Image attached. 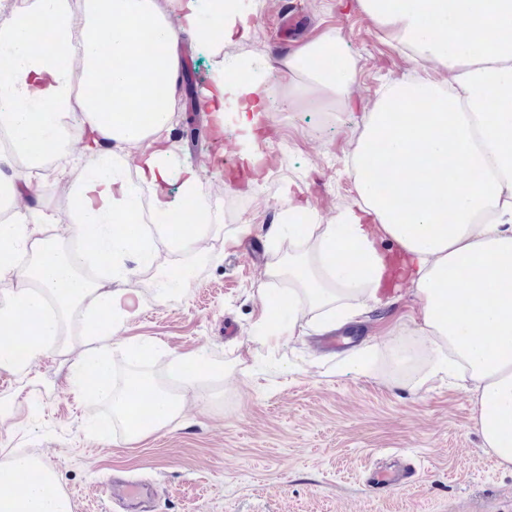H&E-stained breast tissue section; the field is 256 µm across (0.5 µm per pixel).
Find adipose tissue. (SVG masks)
<instances>
[{
	"mask_svg": "<svg viewBox=\"0 0 512 512\" xmlns=\"http://www.w3.org/2000/svg\"><path fill=\"white\" fill-rule=\"evenodd\" d=\"M12 0L0 21V193L34 201L0 221V371L21 372L47 352L83 349L69 380L85 396L106 400L127 442L166 427L183 408V393L224 377L200 351L171 356L166 381L136 374L123 390L112 379V340L142 304L131 282L151 272L157 301L186 288L219 230L209 212L170 201L200 194L189 166L174 167L168 144L181 85L178 26L202 48L213 75L214 116L224 97L243 104L242 128L266 117L265 91L240 61L228 76L221 38L241 25L238 0ZM383 42L437 63L434 72L386 84L350 154L360 200L333 224L291 206L266 233L270 244L299 237L298 251L268 269L288 285L287 326L261 322L267 341L315 312L327 325L355 320L379 303L387 252L410 258L409 283L420 301L417 332L436 352L435 373L469 383L474 426L484 446L512 465V0H359ZM51 16L37 34L23 17ZM108 42H101V35ZM118 65H109V57ZM296 108L320 89L348 101L354 69L341 40L328 32L281 61ZM148 112H141L142 104ZM140 110L137 122L128 115ZM40 139L58 157L45 162ZM66 182V209L41 193ZM150 197L153 225L137 223ZM63 224L67 237L49 234ZM181 265L174 277L157 266L159 250ZM152 414L142 418L140 405ZM0 512H71L54 469L37 457H0Z\"/></svg>",
	"mask_w": 512,
	"mask_h": 512,
	"instance_id": "adipose-tissue-1",
	"label": "adipose tissue"
}]
</instances>
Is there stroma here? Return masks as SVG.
<instances>
[{"label":"stroma","mask_w":512,"mask_h":512,"mask_svg":"<svg viewBox=\"0 0 512 512\" xmlns=\"http://www.w3.org/2000/svg\"><path fill=\"white\" fill-rule=\"evenodd\" d=\"M295 11L302 30L283 40L279 19ZM249 38L230 37L228 56H249L259 73L316 34H339L354 59L350 102L339 120L320 106H300L288 119L270 112L260 150L268 163L253 190L234 195L251 202L254 227L246 240L223 225L222 249L203 257L188 288L166 302L139 277L143 296L112 343L114 368H138L164 380L171 353L206 350L224 373L203 396L184 395L182 414L129 446L106 402L78 398L67 380L70 356L49 352L23 374L0 372V456L39 457L58 475L72 512H122L108 485L120 474L153 486L152 512H512V467L487 454L474 427L470 392L448 382H425L435 356L423 351L410 372L390 370L387 333L412 340L418 300L394 290L339 328L347 345L317 344L321 319L270 342L255 327L279 287L267 285L270 266L286 261L297 240L277 246L266 226L282 221L288 204L316 210L321 224L354 207L357 192L347 159L389 79L406 77L415 63L382 43L356 0H245ZM208 113L178 98L170 148L202 182L224 184L208 163L206 144L191 147L188 125L206 128ZM149 344L133 358L127 341ZM375 347L367 371L347 364L350 354ZM398 459L411 474L407 487L376 491L366 480L378 465Z\"/></svg>","instance_id":"35a3bbf8"}]
</instances>
